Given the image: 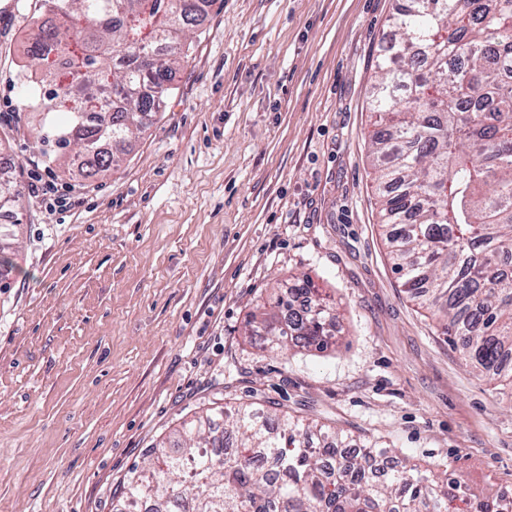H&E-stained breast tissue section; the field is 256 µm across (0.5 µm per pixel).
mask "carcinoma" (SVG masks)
I'll return each instance as SVG.
<instances>
[{"label":"carcinoma","instance_id":"carcinoma-1","mask_svg":"<svg viewBox=\"0 0 512 512\" xmlns=\"http://www.w3.org/2000/svg\"><path fill=\"white\" fill-rule=\"evenodd\" d=\"M17 78L52 162L109 169L160 109L197 26L193 0H39ZM371 96L370 157L383 234L401 286L429 310L477 374L512 390V0H403ZM103 141L113 151H97ZM0 175V210L21 207ZM336 310L308 276L251 313L264 349L328 348ZM168 454L123 480L118 512H509L446 468L324 424L251 406L210 409L174 432Z\"/></svg>","mask_w":512,"mask_h":512}]
</instances>
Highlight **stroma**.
Here are the masks:
<instances>
[{"instance_id":"1","label":"stroma","mask_w":512,"mask_h":512,"mask_svg":"<svg viewBox=\"0 0 512 512\" xmlns=\"http://www.w3.org/2000/svg\"><path fill=\"white\" fill-rule=\"evenodd\" d=\"M395 0H208L161 112L114 169L45 163L0 25V166L23 191L0 292V512H115L185 420L278 408L476 492L512 487V400L402 288L368 158ZM50 184L35 191L37 181ZM310 275L334 344L259 351L258 303Z\"/></svg>"}]
</instances>
